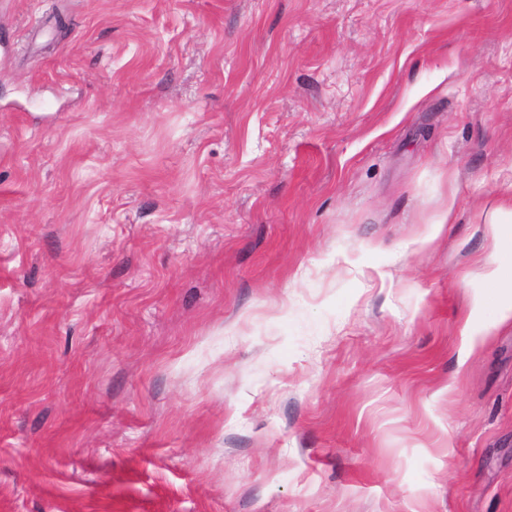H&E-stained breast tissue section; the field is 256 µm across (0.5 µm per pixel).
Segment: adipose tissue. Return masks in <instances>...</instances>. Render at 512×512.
Returning a JSON list of instances; mask_svg holds the SVG:
<instances>
[{
    "instance_id": "ef3b65f1",
    "label": "adipose tissue",
    "mask_w": 512,
    "mask_h": 512,
    "mask_svg": "<svg viewBox=\"0 0 512 512\" xmlns=\"http://www.w3.org/2000/svg\"><path fill=\"white\" fill-rule=\"evenodd\" d=\"M496 234L504 243L500 253L483 261V278L496 290L498 319L512 320V201L499 204L494 210Z\"/></svg>"
}]
</instances>
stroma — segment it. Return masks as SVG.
<instances>
[{"label": "stroma", "instance_id": "1", "mask_svg": "<svg viewBox=\"0 0 512 512\" xmlns=\"http://www.w3.org/2000/svg\"><path fill=\"white\" fill-rule=\"evenodd\" d=\"M509 194L512 0H0V512H512ZM504 249L483 261V279L496 289L498 323L512 320V201L499 204L492 222ZM482 302L478 300L475 303V308L468 316L463 328L462 336H465L468 352H472L480 343L483 342L481 336H491L497 323L480 324L478 327H473V323L478 320L477 310L481 308Z\"/></svg>", "mask_w": 512, "mask_h": 512}]
</instances>
